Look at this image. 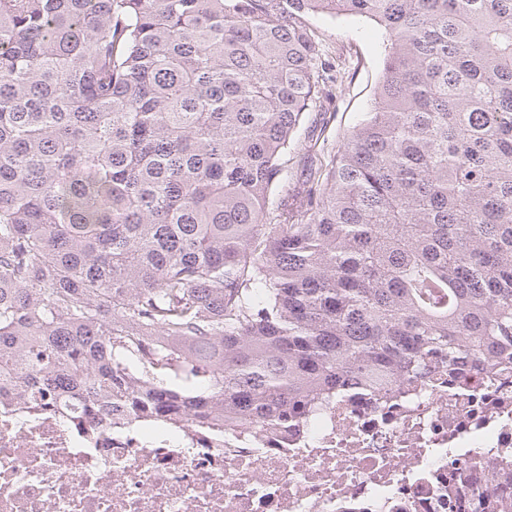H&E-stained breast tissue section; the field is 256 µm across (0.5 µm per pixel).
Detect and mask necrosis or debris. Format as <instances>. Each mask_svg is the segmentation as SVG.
<instances>
[{
  "instance_id": "1",
  "label": "necrosis or debris",
  "mask_w": 512,
  "mask_h": 512,
  "mask_svg": "<svg viewBox=\"0 0 512 512\" xmlns=\"http://www.w3.org/2000/svg\"><path fill=\"white\" fill-rule=\"evenodd\" d=\"M488 485L512 496V378L498 363L348 389L316 428L273 435L0 406V512H463Z\"/></svg>"
}]
</instances>
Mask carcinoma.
Wrapping results in <instances>:
<instances>
[{"instance_id": "1", "label": "carcinoma", "mask_w": 512, "mask_h": 512, "mask_svg": "<svg viewBox=\"0 0 512 512\" xmlns=\"http://www.w3.org/2000/svg\"><path fill=\"white\" fill-rule=\"evenodd\" d=\"M309 14L390 44L272 209L333 100ZM510 354L512 0H0V398L273 430Z\"/></svg>"}]
</instances>
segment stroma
Wrapping results in <instances>:
<instances>
[{
  "mask_svg": "<svg viewBox=\"0 0 512 512\" xmlns=\"http://www.w3.org/2000/svg\"><path fill=\"white\" fill-rule=\"evenodd\" d=\"M306 22L339 63L340 75L328 112L304 114L288 162L271 190L276 202L297 192L298 161L303 153L311 150L326 158L342 143L367 112L381 78L383 37L371 24L354 17L332 20L322 16L307 17Z\"/></svg>",
  "mask_w": 512,
  "mask_h": 512,
  "instance_id": "35a3bbf8",
  "label": "stroma"
}]
</instances>
